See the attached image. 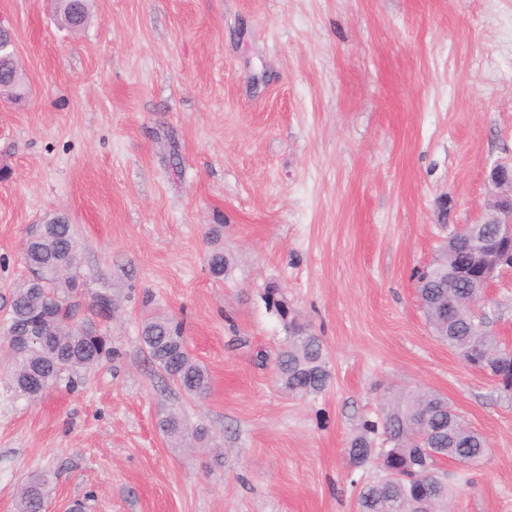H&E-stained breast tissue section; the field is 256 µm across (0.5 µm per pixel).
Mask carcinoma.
Returning <instances> with one entry per match:
<instances>
[{
    "label": "carcinoma",
    "mask_w": 512,
    "mask_h": 512,
    "mask_svg": "<svg viewBox=\"0 0 512 512\" xmlns=\"http://www.w3.org/2000/svg\"><path fill=\"white\" fill-rule=\"evenodd\" d=\"M50 224L52 230L22 257L25 272L43 274L42 282L34 286L25 277L16 283L7 319L8 340L29 322L40 320L44 340L10 353L11 384L31 399L58 386L74 369L99 365L115 353L111 337L96 324L107 317L106 309L116 307L111 294L99 293L87 302L82 320L90 325V333H76L73 281L81 276L79 242L73 225L62 218ZM207 264L214 277L224 276L223 252H212ZM479 270L472 239L459 234L419 278L417 298L434 335L457 350L468 366L494 375L497 387L511 393L512 351L486 328L483 313L471 305L478 295L474 283ZM266 302L286 331L275 358L281 384L295 397L323 393L332 374L321 337L288 307L278 289H268ZM141 338L152 362L173 385L190 398L206 397L209 375L190 353L179 321L148 317L142 321ZM159 427L169 438L183 432L174 413L163 417ZM347 453L353 468L374 464L381 472L379 480L356 492L357 512H447L459 490L448 482L441 464L450 459L477 466L487 456L488 444L463 424L448 398L417 389L387 398L382 415L363 422ZM45 486L44 476L32 475L17 497L15 512H41Z\"/></svg>",
    "instance_id": "cac0c4a2"
}]
</instances>
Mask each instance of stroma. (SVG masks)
<instances>
[{
  "label": "stroma",
  "instance_id": "35a3bbf8",
  "mask_svg": "<svg viewBox=\"0 0 512 512\" xmlns=\"http://www.w3.org/2000/svg\"><path fill=\"white\" fill-rule=\"evenodd\" d=\"M28 87L0 94V322L32 225L66 216L112 360L32 401L0 333V512L48 475L49 512H356L346 455L391 392L445 395L487 441L445 461L455 512H512V395L432 333L413 271L481 222L512 162V0H0ZM230 265L213 277L211 229ZM277 288L333 380L280 386ZM486 309L512 343V274ZM182 319L211 375L193 400L155 367L142 318ZM169 411L206 441L167 440Z\"/></svg>",
  "mask_w": 512,
  "mask_h": 512
}]
</instances>
